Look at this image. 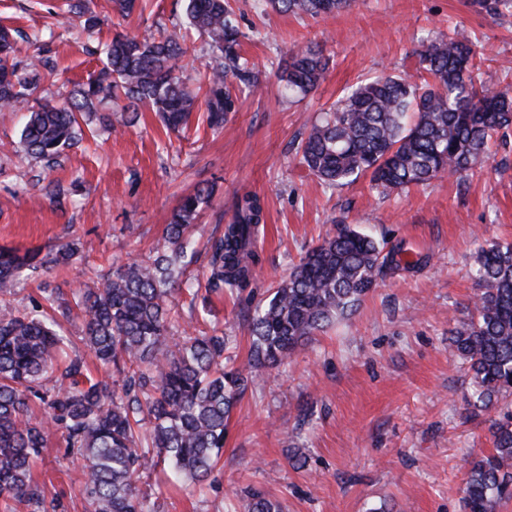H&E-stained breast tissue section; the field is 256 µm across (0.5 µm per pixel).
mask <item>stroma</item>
I'll use <instances>...</instances> for the list:
<instances>
[{"instance_id": "1", "label": "stroma", "mask_w": 512, "mask_h": 512, "mask_svg": "<svg viewBox=\"0 0 512 512\" xmlns=\"http://www.w3.org/2000/svg\"><path fill=\"white\" fill-rule=\"evenodd\" d=\"M230 5L255 84L222 133L208 128L200 108L177 133L145 108L134 124L97 127L52 172L69 191L58 205L32 186L41 169L20 143L21 113L0 111V246L77 243L86 265L45 275L66 290L87 267L106 273L162 247L174 208L196 188L214 190L193 229L201 245L221 233L237 194L256 192L265 204L258 280L239 295L213 297L211 314L197 325L234 336L240 366L249 355L252 306L334 233L336 220L403 243L426 257V267L388 274L354 315L249 387L230 413L223 457L203 487L167 489L161 466L152 464L139 487L157 512H239L249 488L284 512H464L470 463L490 450L499 409L469 405L471 373L450 337L477 289L470 276L477 245L512 242V142L492 146L460 176L386 197L365 177L327 188L299 165L292 145L344 89L413 68L422 39L455 24L483 54V80L498 84L512 75V15L479 12L467 0H352L317 18L263 12L255 0ZM95 10L103 43L186 33L190 53L179 74L200 84L211 50L205 36L187 30L182 0H148L126 19L113 13L111 0H96ZM50 22L43 0H0V25L29 33ZM86 44L79 22L57 28L38 97L58 101L98 68ZM307 44L329 56L328 71L316 91L288 95L282 76L293 50ZM80 465L58 436L49 437L33 477L57 512H91Z\"/></svg>"}]
</instances>
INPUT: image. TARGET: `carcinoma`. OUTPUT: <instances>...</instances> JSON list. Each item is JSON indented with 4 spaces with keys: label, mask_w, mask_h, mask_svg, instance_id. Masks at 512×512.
<instances>
[{
    "label": "carcinoma",
    "mask_w": 512,
    "mask_h": 512,
    "mask_svg": "<svg viewBox=\"0 0 512 512\" xmlns=\"http://www.w3.org/2000/svg\"><path fill=\"white\" fill-rule=\"evenodd\" d=\"M293 15L338 13L351 0H263ZM92 0H69L60 14L75 17L93 34L99 17ZM494 15L512 13V0H472ZM189 27L220 53L205 64L206 120L215 132L236 111L228 80L251 82L241 53L243 34L226 0H185ZM14 61L15 37L0 28V109L27 110L21 131L26 154L47 169L60 165L83 136L81 123L95 103L124 99L122 108L95 113L99 124L133 123L148 105L164 125L185 126L198 92L177 75L188 47L176 35L159 39L119 35L90 50L104 56L71 96L57 104L30 103L46 61L40 37ZM482 58L468 32L456 28L422 42L417 74H380L347 91L314 122L299 146L301 163L326 187L346 186L362 175L382 195L455 177L483 158L494 136L512 129V88L481 79ZM329 60L316 45L292 53L288 90H316ZM211 190L183 196L165 227V245L71 290L83 311L82 340L103 373L91 377L84 361L66 355L70 343L58 330L70 319L62 289L46 297L53 313L35 304L20 308L14 284L77 259L72 243L29 249L0 247V512H47L43 489L31 469L50 435L83 460L80 484L93 512H155L137 482L147 456L167 464L171 479L202 484L224 449L225 422L238 397L268 369L282 364L333 320L353 313L388 273L427 265L340 220L336 234L309 249L288 278L268 290L249 316L252 336L244 367L226 368L231 337L179 334L175 299L191 287L186 270L199 258L191 228ZM263 206L247 191L233 204L222 235L206 248L205 294L191 312L208 310V295L234 293L256 279L253 247ZM477 285L473 308L456 324L451 345L473 374V406L489 408L512 396V243L479 248L473 256ZM44 406L41 418L31 407ZM493 448L475 460L464 488L465 512H495L512 498V409L490 426ZM245 512H282L259 490L246 494Z\"/></svg>",
    "instance_id": "carcinoma-1"
}]
</instances>
